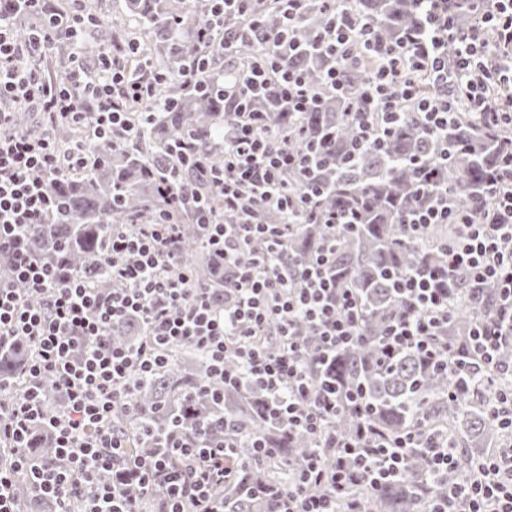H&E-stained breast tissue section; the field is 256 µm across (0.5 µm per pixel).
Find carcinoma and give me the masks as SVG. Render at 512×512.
Wrapping results in <instances>:
<instances>
[{"mask_svg":"<svg viewBox=\"0 0 512 512\" xmlns=\"http://www.w3.org/2000/svg\"><path fill=\"white\" fill-rule=\"evenodd\" d=\"M423 0H331L314 5L302 15L297 35L310 41L329 20L330 11L354 9L371 23L383 43L403 42L410 30H422ZM475 0H448L457 29L464 31L474 20ZM84 17L94 21V34L83 41L81 56L87 63L112 58L114 45L132 35L120 21L101 18L90 0L78 4ZM126 9L146 34L141 43L144 59L171 74L160 100L149 101L133 110L130 119L137 135L131 140L103 142L84 140L82 128L60 123L54 135L61 148L85 141L88 166L71 175L34 177L47 184L53 201L50 218L29 230L30 249L43 263H56L64 257L70 268L81 272L103 253L112 226L139 221L146 215L169 209L159 193L160 181L171 164L169 146L192 134L209 145V134L233 117V110L216 94L204 97L191 90L182 77L184 68L202 54H208L210 67L222 72L242 73L260 61L267 46L244 38L234 25L224 31L222 43L205 50L192 37L203 22L202 0H126ZM12 25L18 39L35 30L44 32L69 25L73 12H59L49 4L18 0L13 4ZM359 60L342 65V89L323 90L326 71L334 59L324 55L299 54L292 65L302 70L321 96L318 106L291 118L277 114L267 118L271 134L287 126L288 144L296 150L314 145L321 158L318 181L321 195L314 198L316 210L326 215L355 212L356 227L341 236L336 252V269L345 273L341 286L358 290L363 299L359 333L361 341L336 354L330 372L336 385L346 391L358 390L368 405L369 420L386 436L396 438L412 431L439 430L448 435L456 448H486L503 435L500 420L489 412L487 401L492 386L465 372L448 373L426 362L414 351L391 358L381 352L387 323L405 307L392 287L391 276L411 275L440 262L438 247L458 232L453 224H436L427 231L426 243L416 246L406 226L409 212L416 206L436 200L442 187L448 200L460 208H471L487 199L489 184L508 141L499 131L484 123L463 119L448 125V155H442L441 141L424 132L421 116L403 112L392 125L383 150L366 151L356 162L344 163L345 155L357 136L354 114L361 107L368 74L374 64L357 48ZM150 113V117L143 113ZM181 250L189 260L199 285L212 288L224 298V263L211 251L197 226L186 214H179ZM327 233L323 222L298 224L288 236V254L299 263L314 254ZM465 303L454 312L444 344L458 345L467 336L482 312ZM145 325L127 321L111 329L109 340L128 345L142 338ZM27 354L24 339L0 353V376L10 382L22 379ZM210 375L206 358L190 346L177 348L159 372L139 381L134 389L140 407L137 419L115 410L116 426L130 436L133 449L142 454L155 446L153 437L176 425L188 431L212 423L214 436L223 435V425L235 429L238 448L235 479L224 486L226 512H273L257 489L288 480V464L306 456L317 439L290 432L288 426L270 416L269 399L262 392L240 381L217 386L219 397H206L199 388ZM454 391L448 399V391ZM359 420L340 412L334 421L336 432L356 433ZM259 437L270 448L272 458L265 464L253 459L250 440ZM31 458L48 460L53 452L48 433L36 427L27 448ZM473 453L462 454L457 467L440 478L429 476V466L420 448H410L406 456V476L379 488L359 485L354 494L367 512H422L424 504L442 489L465 477ZM30 476L16 477L18 501L26 512H52L55 501L37 498L30 489Z\"/></svg>","mask_w":512,"mask_h":512,"instance_id":"cac0c4a2","label":"carcinoma"}]
</instances>
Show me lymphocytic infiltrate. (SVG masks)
<instances>
[{
  "label": "lymphocytic infiltrate",
  "mask_w": 512,
  "mask_h": 512,
  "mask_svg": "<svg viewBox=\"0 0 512 512\" xmlns=\"http://www.w3.org/2000/svg\"><path fill=\"white\" fill-rule=\"evenodd\" d=\"M207 2L196 32L201 45L215 43L230 17L270 45L249 74L228 70L220 77L224 102L234 111L232 121L212 135L224 150L222 162L213 163L196 137H186L169 151L172 166L162 186L233 268L223 307H215L209 289L194 282L178 252L179 227L164 214L113 230L95 264L111 269L118 288L96 287L89 276L37 260L27 235L32 225L46 222L51 199L33 174L59 177L85 168L88 157L82 144L63 151L48 133L13 131L12 113L0 111V252L12 255L15 277L11 284L0 280V349L19 336L32 346L26 383L0 401V449L18 451L13 469H0V512H18L15 475L23 470L36 496L55 499L56 512H143L147 498L157 500L158 512H224L220 490L236 474L232 433L216 440L205 426L191 434L174 428L159 435L156 453L134 456L112 427L116 407L137 415L136 380L161 370L172 349L185 344L206 356L217 380L228 359H236L240 379L265 392L289 428L318 437V446L292 466L287 483L267 488L276 512H364L351 488L399 478L406 449L419 441L432 474L456 465L448 438H388L370 424L361 400L338 394L328 370L338 350L360 339L358 297L336 279L339 239L333 232L302 268L288 261V226L301 204L317 194V164L309 153L291 149L287 136L268 135L265 119L272 112L309 111L321 90L339 89L338 66L359 45L378 64L358 114V149L375 146L406 110L421 114L436 136L467 115L512 133V94L496 90L501 58L512 57V0H492L477 24L460 33L444 0H429L423 35L406 45L382 44L371 24L349 10L332 14L312 43L313 50L337 61L320 90L288 64L301 52L296 22L312 0ZM45 53L43 35L15 40L0 10V101L31 108L47 124L59 118L86 124L98 139L131 136L128 106L156 98L168 79L149 64L135 73L107 60L97 70L78 67L53 82L35 65ZM421 78L429 93L420 92ZM186 168L193 170L195 184L183 181ZM291 171L299 177L294 186L286 180ZM207 190L220 195V211L205 205ZM490 194L493 204L484 212L453 208L443 194L433 206L410 214L407 223L416 236L434 224H454L460 232L443 243L439 265L401 281L411 312L389 323L383 351L391 356L411 349L451 371L489 374L496 385L493 410L512 429V363L498 359L501 347L512 345V150L504 153ZM262 208L284 212L285 223L250 218L251 210ZM256 240L265 243V251H253ZM453 278L476 292L493 283L497 294L466 342L450 350L437 337L459 304L458 295L441 286ZM131 316L146 324L145 338L134 346L111 343L112 325ZM304 323L314 336L310 347L297 334ZM270 325L279 336L273 349L260 338ZM47 379L65 396L63 411L49 410L42 392ZM341 410L360 419L355 438L330 431ZM38 422L55 438L54 457L46 464L26 454ZM105 472L111 483L100 481ZM428 512H512V448L471 463L467 478L436 495Z\"/></svg>",
  "instance_id": "f902f5d3"
}]
</instances>
